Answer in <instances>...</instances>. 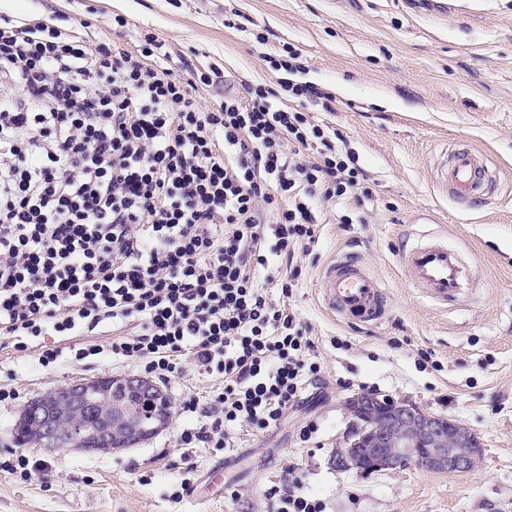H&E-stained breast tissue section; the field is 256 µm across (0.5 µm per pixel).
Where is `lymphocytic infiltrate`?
<instances>
[{"label":"lymphocytic infiltrate","instance_id":"1","mask_svg":"<svg viewBox=\"0 0 512 512\" xmlns=\"http://www.w3.org/2000/svg\"><path fill=\"white\" fill-rule=\"evenodd\" d=\"M170 60L150 35L129 51L40 19L0 22V334L25 352L136 320L113 359L167 379L187 358L221 378L212 421L180 443L226 449L319 379L286 305L296 255L319 241V203L373 195L342 133L283 106L325 96L292 81L295 48L270 62L288 74L278 87L206 109L196 91L219 72ZM264 496L273 512H323L289 473Z\"/></svg>","mask_w":512,"mask_h":512}]
</instances>
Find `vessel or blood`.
<instances>
[{
	"mask_svg": "<svg viewBox=\"0 0 512 512\" xmlns=\"http://www.w3.org/2000/svg\"><path fill=\"white\" fill-rule=\"evenodd\" d=\"M449 198L469 203L481 199L492 181L486 157L467 147H449L444 169ZM400 259L413 286L431 303L448 305L471 292L460 255L430 235L402 251ZM320 288L334 315L363 326L378 323L387 295L379 280L355 257L339 255L324 269Z\"/></svg>",
	"mask_w": 512,
	"mask_h": 512,
	"instance_id": "1",
	"label": "vessel or blood"
}]
</instances>
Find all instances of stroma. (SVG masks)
Here are the masks:
<instances>
[{
  "mask_svg": "<svg viewBox=\"0 0 512 512\" xmlns=\"http://www.w3.org/2000/svg\"><path fill=\"white\" fill-rule=\"evenodd\" d=\"M231 13L240 28L226 27ZM118 15L126 27L113 25ZM0 16L40 18L129 50L155 34L173 58L223 74L197 91L205 107L276 86L281 75L265 58L293 44L307 64L299 80L334 98L332 109L311 101L304 112L347 134L375 195L364 224L342 226L340 207L324 204L319 242L303 260L292 305L310 329L319 381L276 426L240 431L236 447H181L182 430L205 423L223 386L190 364L165 383L169 420L144 443L116 452L18 446L15 428L40 396L92 377L137 378L141 368L112 358L108 321L46 337L61 351L48 367L0 338V388L17 394L0 403V462L33 464L25 476L0 471V512H187L181 481L199 483L218 463L226 489L199 512H270L264 492L289 468L324 512H512V0H0ZM456 142L488 156L498 187L487 202L463 206L443 189V153ZM428 232L465 259L469 301L446 309L411 286L399 253ZM340 252L357 256L388 293L374 326L345 323L324 306L320 276ZM87 345L101 355L73 360L71 349ZM357 394L458 421L480 439V460L464 474L337 469ZM188 398L195 413L182 411ZM309 424L314 433L302 437Z\"/></svg>",
  "mask_w": 512,
  "mask_h": 512,
  "instance_id": "35a3bbf8",
  "label": "stroma"
}]
</instances>
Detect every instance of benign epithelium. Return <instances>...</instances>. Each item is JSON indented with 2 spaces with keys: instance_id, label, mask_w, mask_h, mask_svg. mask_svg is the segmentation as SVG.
Instances as JSON below:
<instances>
[{
  "instance_id": "benign-epithelium-1",
  "label": "benign epithelium",
  "mask_w": 512,
  "mask_h": 512,
  "mask_svg": "<svg viewBox=\"0 0 512 512\" xmlns=\"http://www.w3.org/2000/svg\"><path fill=\"white\" fill-rule=\"evenodd\" d=\"M157 400L163 393L143 379L124 383L94 378L57 389L41 398L25 415L24 422L43 448L81 449L93 439L98 450L131 447L161 430L168 416L146 427L127 403L131 392ZM355 426L336 455V467L360 472H384L412 464L428 471L465 473L480 459L481 444L470 429L457 421L422 412L404 400L358 396L351 400ZM110 412L114 421L105 429L73 420L68 415L84 409Z\"/></svg>"
}]
</instances>
